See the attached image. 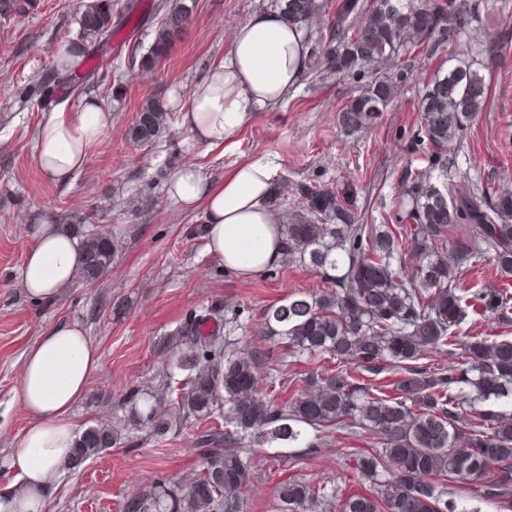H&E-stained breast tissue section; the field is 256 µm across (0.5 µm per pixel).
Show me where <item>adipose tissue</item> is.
<instances>
[{
  "label": "adipose tissue",
  "instance_id": "adipose-tissue-1",
  "mask_svg": "<svg viewBox=\"0 0 512 512\" xmlns=\"http://www.w3.org/2000/svg\"><path fill=\"white\" fill-rule=\"evenodd\" d=\"M309 45L298 25L278 9L253 12L232 32L224 58L211 66L181 105L184 145L236 150L254 113L286 101L309 65ZM110 114L94 97L76 112L47 113L36 136L40 170L52 182L68 184L99 145ZM279 178L277 166L239 161L223 179L210 181L200 168H181L168 185L180 207L200 211L210 253L242 278L281 259V226L268 205ZM33 244L20 272L35 300L59 297L81 272L78 240L51 220L31 227ZM101 358L82 328L62 323L28 349L18 395L32 422L0 465L14 481L0 489V512H45L47 499L67 465L77 438L70 412L84 396Z\"/></svg>",
  "mask_w": 512,
  "mask_h": 512
}]
</instances>
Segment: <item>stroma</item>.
I'll return each instance as SVG.
<instances>
[{"label": "stroma", "mask_w": 512, "mask_h": 512, "mask_svg": "<svg viewBox=\"0 0 512 512\" xmlns=\"http://www.w3.org/2000/svg\"><path fill=\"white\" fill-rule=\"evenodd\" d=\"M155 0H138L137 30L121 29L100 55L98 69L78 66L87 85L62 98L61 108L78 111L87 96L97 97L112 115L101 144L66 185L48 181L34 152L43 115L36 105L13 95L16 85L53 66L55 46L77 38L79 0H36L29 14L0 19V458L30 424L18 399L26 352L35 339L60 323L85 331L101 357L100 370L74 407L78 429L104 426L120 441L66 468L48 500L47 512H123L127 499L154 478L188 484L202 467L194 446L197 424L186 423L162 436L128 420L130 393L163 395L179 387L186 373L174 361L172 338L190 313L219 303L243 307L236 339L258 348L260 377L320 369L317 359H282L279 341L261 338L266 309L295 293L318 295L327 286L319 273L298 263L278 264L244 279L224 269L197 234L200 215L173 203L167 184L175 171L194 165L213 179L235 162L252 159L278 165L288 187L320 184L351 186L364 223L386 224L401 195L397 173L428 161L410 146L420 128L419 100L424 80L447 69V51L425 57L401 54L394 65L408 72L377 122L355 136L337 124L338 110L358 95L365 81L307 73L288 100L256 113L232 152L184 145L178 119H171L153 144L131 142L127 129L146 99L169 104L187 101L208 67L223 59L232 30L271 0H195L190 21L159 63L150 69L129 63L131 45L147 53L162 16ZM490 85L487 110L463 141L451 145L461 169L483 180L512 177V44L483 71ZM121 94H113V86ZM91 215L92 225L118 241L111 271L98 283L79 280L52 302L26 296L20 270L32 240L28 225L43 216L71 224ZM317 452L299 464L281 458L280 444L265 447L244 495V512H281L276 486L284 480L343 485L353 479L349 455L378 449L368 432L322 433Z\"/></svg>", "instance_id": "obj_1"}]
</instances>
